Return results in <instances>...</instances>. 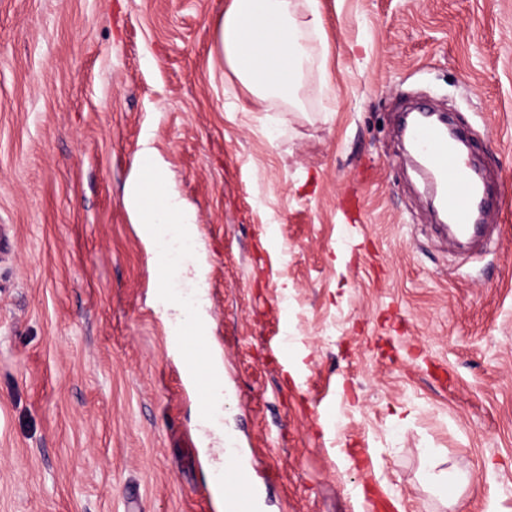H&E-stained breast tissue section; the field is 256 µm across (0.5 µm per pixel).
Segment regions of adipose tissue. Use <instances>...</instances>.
Returning <instances> with one entry per match:
<instances>
[{
  "instance_id": "obj_1",
  "label": "adipose tissue",
  "mask_w": 512,
  "mask_h": 512,
  "mask_svg": "<svg viewBox=\"0 0 512 512\" xmlns=\"http://www.w3.org/2000/svg\"><path fill=\"white\" fill-rule=\"evenodd\" d=\"M215 32L224 64L258 102L302 110L304 80L326 73L318 0H228Z\"/></svg>"
}]
</instances>
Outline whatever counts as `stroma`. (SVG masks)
Listing matches in <instances>:
<instances>
[{
  "instance_id": "1",
  "label": "stroma",
  "mask_w": 512,
  "mask_h": 512,
  "mask_svg": "<svg viewBox=\"0 0 512 512\" xmlns=\"http://www.w3.org/2000/svg\"><path fill=\"white\" fill-rule=\"evenodd\" d=\"M226 2L0 0V512H214L124 204L146 131L263 512H512V0H318L299 112L210 67ZM421 100L495 186L485 250L432 227L396 135ZM430 461L464 472L453 502Z\"/></svg>"
}]
</instances>
